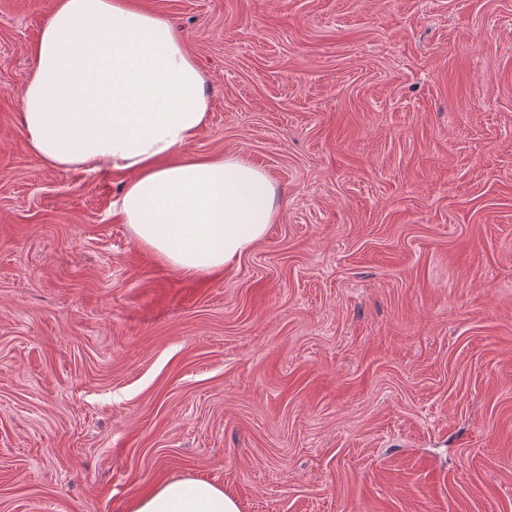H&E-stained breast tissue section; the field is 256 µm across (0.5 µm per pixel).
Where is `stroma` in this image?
I'll list each match as a JSON object with an SVG mask.
<instances>
[{
  "instance_id": "obj_1",
  "label": "stroma",
  "mask_w": 512,
  "mask_h": 512,
  "mask_svg": "<svg viewBox=\"0 0 512 512\" xmlns=\"http://www.w3.org/2000/svg\"><path fill=\"white\" fill-rule=\"evenodd\" d=\"M280 217L189 277L45 168L21 86L51 0H0V512H512V0H133ZM132 512H240L235 499L200 479L161 483L134 501Z\"/></svg>"
}]
</instances>
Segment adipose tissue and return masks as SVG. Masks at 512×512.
Segmentation results:
<instances>
[{
    "label": "adipose tissue",
    "instance_id": "1",
    "mask_svg": "<svg viewBox=\"0 0 512 512\" xmlns=\"http://www.w3.org/2000/svg\"><path fill=\"white\" fill-rule=\"evenodd\" d=\"M21 90L26 143L52 170L129 172L115 203L133 238L189 275L223 268L279 216L277 186L238 154L186 155L209 120L184 40L129 0H52ZM131 512H240L200 479L161 483Z\"/></svg>",
    "mask_w": 512,
    "mask_h": 512
}]
</instances>
